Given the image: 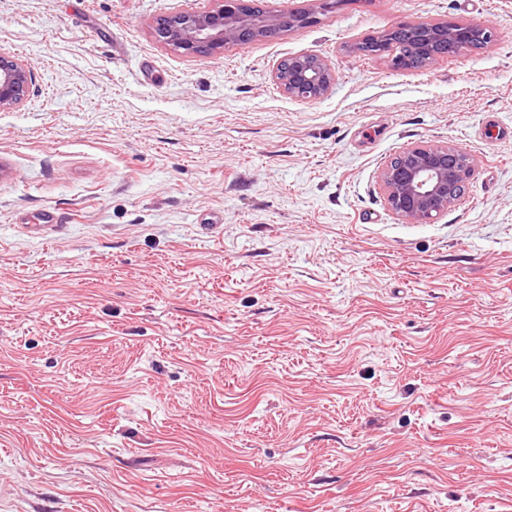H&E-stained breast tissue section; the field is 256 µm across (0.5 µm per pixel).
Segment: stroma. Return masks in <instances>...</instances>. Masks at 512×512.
Listing matches in <instances>:
<instances>
[{"instance_id":"35a3bbf8","label":"stroma","mask_w":512,"mask_h":512,"mask_svg":"<svg viewBox=\"0 0 512 512\" xmlns=\"http://www.w3.org/2000/svg\"><path fill=\"white\" fill-rule=\"evenodd\" d=\"M217 0H0V512H512V0H347L208 54ZM496 28L419 70L350 45ZM328 60L316 101L287 56ZM479 160L426 224L378 171ZM62 217L37 230L43 211ZM30 66L7 51L0 53V111L19 105L33 84ZM273 79L289 97L304 101L323 98L336 81L335 69L317 55L296 54L283 58Z\"/></svg>"}]
</instances>
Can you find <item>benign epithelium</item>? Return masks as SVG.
<instances>
[{"mask_svg": "<svg viewBox=\"0 0 512 512\" xmlns=\"http://www.w3.org/2000/svg\"><path fill=\"white\" fill-rule=\"evenodd\" d=\"M282 21L283 14L253 8L248 0H222L215 9L163 16L156 21L153 34L157 41L177 51L201 54L263 39ZM497 39L498 33L483 24L426 19L368 36L356 43L352 52L367 54L363 46L373 41V55L387 56L395 69L412 71L464 48H488ZM273 79L286 95L316 101L335 83L336 72L320 56L296 54L277 64ZM33 80L30 66L7 51L1 52L0 111L19 105ZM476 169V157L457 146L413 145L382 166L378 182L387 207L395 215L409 223L423 224L463 199Z\"/></svg>", "mask_w": 512, "mask_h": 512, "instance_id": "obj_1", "label": "benign epithelium"}]
</instances>
